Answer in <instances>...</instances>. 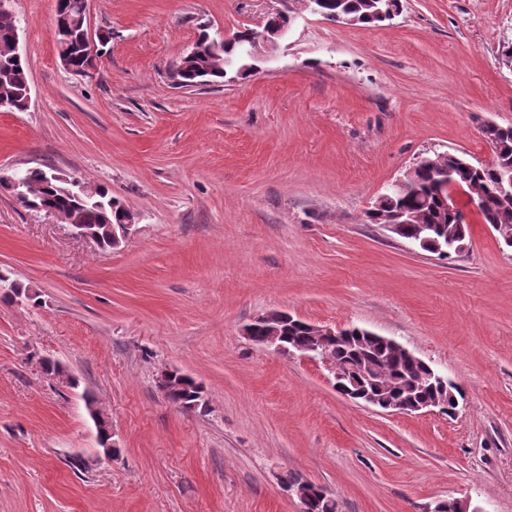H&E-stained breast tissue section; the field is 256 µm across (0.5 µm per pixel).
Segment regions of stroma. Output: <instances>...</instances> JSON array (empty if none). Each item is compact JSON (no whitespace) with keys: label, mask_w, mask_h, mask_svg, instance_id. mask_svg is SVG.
Listing matches in <instances>:
<instances>
[{"label":"stroma","mask_w":512,"mask_h":512,"mask_svg":"<svg viewBox=\"0 0 512 512\" xmlns=\"http://www.w3.org/2000/svg\"><path fill=\"white\" fill-rule=\"evenodd\" d=\"M54 6L12 2L31 103L0 112V173L56 168L138 223L103 249L0 189V271L39 294L0 299V512H299L290 474L341 512H512V249L476 216L446 259L363 221L422 156L491 161L481 123L512 126V0H403L377 26L301 8L254 71L192 89L168 71L200 30L257 27L275 0H91V78L62 67ZM274 310L397 341L458 385V414L342 396L321 363L244 336ZM164 368L200 381L208 412L171 406Z\"/></svg>","instance_id":"35a3bbf8"}]
</instances>
